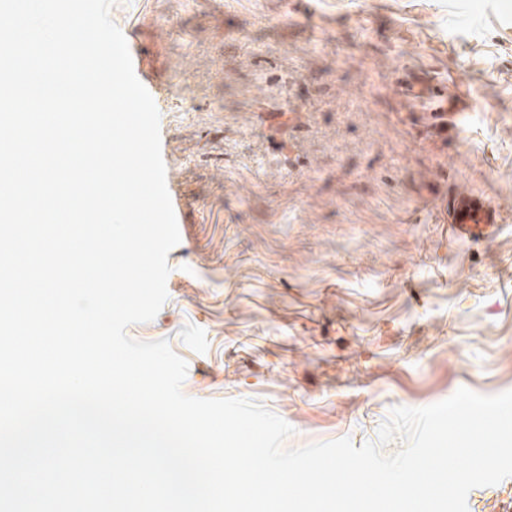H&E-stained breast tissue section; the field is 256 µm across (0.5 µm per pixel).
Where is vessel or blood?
<instances>
[{"mask_svg":"<svg viewBox=\"0 0 512 512\" xmlns=\"http://www.w3.org/2000/svg\"><path fill=\"white\" fill-rule=\"evenodd\" d=\"M500 214L488 199L476 194L448 198V224L454 237L471 242L486 240L500 227Z\"/></svg>","mask_w":512,"mask_h":512,"instance_id":"obj_1","label":"vessel or blood"}]
</instances>
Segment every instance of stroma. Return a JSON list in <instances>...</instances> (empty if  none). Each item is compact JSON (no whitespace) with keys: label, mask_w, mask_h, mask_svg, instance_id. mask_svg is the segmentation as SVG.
I'll return each instance as SVG.
<instances>
[{"label":"stroma","mask_w":512,"mask_h":512,"mask_svg":"<svg viewBox=\"0 0 512 512\" xmlns=\"http://www.w3.org/2000/svg\"><path fill=\"white\" fill-rule=\"evenodd\" d=\"M163 88L184 202L167 341L185 395L248 399L285 448L374 442L392 408L512 390V0H115ZM431 82L449 117L409 96ZM502 229L453 240L448 197Z\"/></svg>","instance_id":"obj_1"}]
</instances>
